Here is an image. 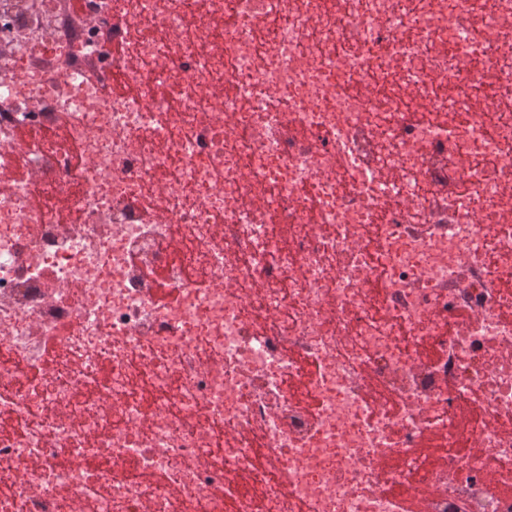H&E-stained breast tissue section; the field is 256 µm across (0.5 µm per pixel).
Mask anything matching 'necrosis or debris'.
<instances>
[{"label":"necrosis or debris","mask_w":512,"mask_h":512,"mask_svg":"<svg viewBox=\"0 0 512 512\" xmlns=\"http://www.w3.org/2000/svg\"><path fill=\"white\" fill-rule=\"evenodd\" d=\"M0 512H512V0H0Z\"/></svg>","instance_id":"necrosis-or-debris-1"}]
</instances>
